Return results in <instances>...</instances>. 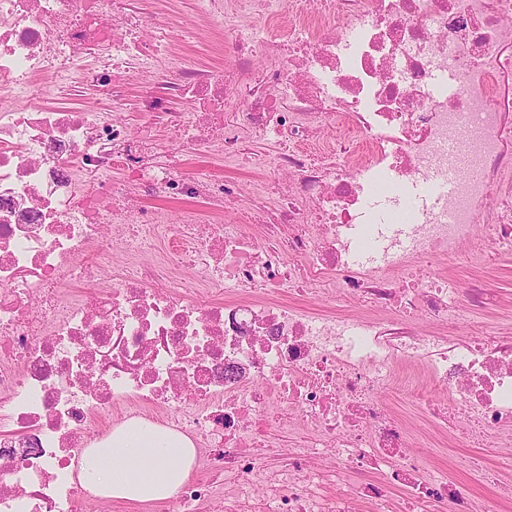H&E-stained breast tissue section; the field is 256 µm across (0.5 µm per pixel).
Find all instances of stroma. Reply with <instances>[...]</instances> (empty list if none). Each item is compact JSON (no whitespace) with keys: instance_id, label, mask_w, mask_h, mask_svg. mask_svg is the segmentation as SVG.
<instances>
[{"instance_id":"1","label":"stroma","mask_w":512,"mask_h":512,"mask_svg":"<svg viewBox=\"0 0 512 512\" xmlns=\"http://www.w3.org/2000/svg\"><path fill=\"white\" fill-rule=\"evenodd\" d=\"M131 8L144 10L148 16L160 17L168 22L175 40L176 52L185 54L189 64L203 68L221 66L232 57L218 43L199 20L195 0H128ZM153 90L152 85L133 81L123 90V120L135 131L149 129L158 149H166L174 138V131L162 116H153L145 110V103ZM248 153L240 167L229 170L224 159L214 156L204 161L189 162L183 168L188 177L206 173L231 175L242 187L243 199L237 210L225 213L228 224H246L250 211L249 196L254 186L255 167L274 154L277 146L273 141L246 135ZM453 279L459 299H466L474 284L489 288L491 300L481 308H463L453 325L454 336H469L474 325L492 327L501 337L512 336V247L500 249L489 268L477 270L465 263H453L447 268ZM384 402L394 404L401 414L413 423L416 437L412 450L424 456L428 466L439 474L448 476L461 485L465 497L478 501L485 497L502 500L503 512H512V498H506L504 490L512 487V467L507 466L497 448H462L458 445L456 430L429 426L426 421L401 398L385 391Z\"/></svg>"}]
</instances>
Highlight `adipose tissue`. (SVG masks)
<instances>
[{
  "instance_id": "obj_1",
  "label": "adipose tissue",
  "mask_w": 512,
  "mask_h": 512,
  "mask_svg": "<svg viewBox=\"0 0 512 512\" xmlns=\"http://www.w3.org/2000/svg\"><path fill=\"white\" fill-rule=\"evenodd\" d=\"M195 461L188 438L138 419L115 427L105 447L85 452L81 480L103 499L154 503L177 493Z\"/></svg>"
}]
</instances>
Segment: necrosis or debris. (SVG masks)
<instances>
[{"instance_id": "4bbe7bcc", "label": "necrosis or debris", "mask_w": 512, "mask_h": 512, "mask_svg": "<svg viewBox=\"0 0 512 512\" xmlns=\"http://www.w3.org/2000/svg\"><path fill=\"white\" fill-rule=\"evenodd\" d=\"M234 60L187 67L157 19L124 0H0V512H85L87 448L144 409L189 437L198 472L170 512H404L464 505L456 483L409 452L413 432L379 398L401 391L466 446L512 447V340L459 339L467 302L442 263L487 265L512 244V0H198ZM286 38L254 37L271 21ZM265 66H257V59ZM175 130L160 155L118 118L130 80ZM103 88L100 101L90 87ZM246 93L244 124L224 117ZM189 97L172 112L168 98ZM344 122L353 139L338 137ZM278 143L260 167L254 225L223 223L241 192L188 178L184 162L236 166L243 131ZM124 171L110 193L103 176ZM449 183L431 206L376 223L379 187ZM200 201L156 264H135L167 215L145 197ZM171 267L191 270L172 280ZM89 283L88 295L71 282ZM372 309L316 314L295 298ZM427 328H419L418 319ZM297 443L270 464L273 427ZM382 480L313 503L311 459Z\"/></svg>"}]
</instances>
